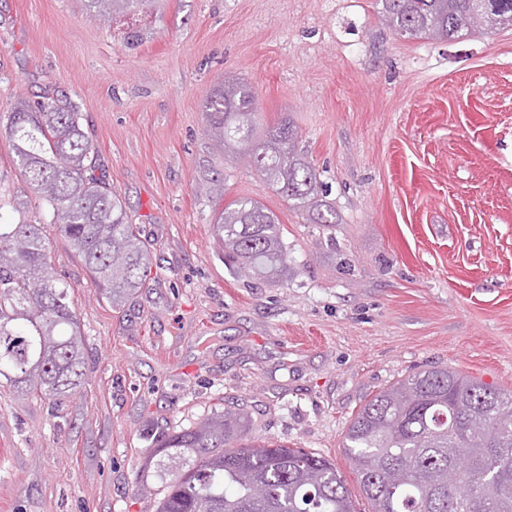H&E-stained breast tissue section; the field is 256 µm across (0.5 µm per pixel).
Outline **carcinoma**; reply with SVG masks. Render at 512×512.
Returning a JSON list of instances; mask_svg holds the SVG:
<instances>
[{"mask_svg":"<svg viewBox=\"0 0 512 512\" xmlns=\"http://www.w3.org/2000/svg\"><path fill=\"white\" fill-rule=\"evenodd\" d=\"M150 0H87L108 20L143 12ZM395 35L433 41L474 33L462 20L480 0H379ZM482 30L512 26V0ZM209 131L253 167L314 224L336 223L322 198L316 168L291 122L258 133L255 92L226 77L206 101ZM29 194L14 196L15 224L0 223V377L37 390L57 407L86 376L81 330L70 285L51 266V225L81 260L92 286L118 305L150 275L149 250L129 223L122 199L94 176L98 154L79 113L47 95L22 96L4 128ZM224 261L238 273L288 280V246L277 217L260 201L240 198L215 217ZM469 449V466L455 450ZM343 448L371 512H512V391L448 367L433 366L379 391L350 420ZM164 484L155 512H358L346 477L303 448L248 437L245 412L213 409L194 425L146 449L137 475ZM259 481L265 495L255 499Z\"/></svg>","mask_w":512,"mask_h":512,"instance_id":"obj_1","label":"carcinoma"}]
</instances>
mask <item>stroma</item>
I'll return each instance as SVG.
<instances>
[{
	"label": "stroma",
	"mask_w": 512,
	"mask_h": 512,
	"mask_svg": "<svg viewBox=\"0 0 512 512\" xmlns=\"http://www.w3.org/2000/svg\"><path fill=\"white\" fill-rule=\"evenodd\" d=\"M378 0H156L127 41L85 0H0V124L18 93L83 116L98 174L149 245L112 305L52 236L88 377L59 411L0 386V512H154L135 476L161 433L236 403L252 435L325 456L381 389L431 365L512 391V26L396 36ZM232 75L287 118L336 210L309 223L209 134ZM274 212L290 269L225 267L214 212Z\"/></svg>",
	"instance_id": "obj_1"
}]
</instances>
